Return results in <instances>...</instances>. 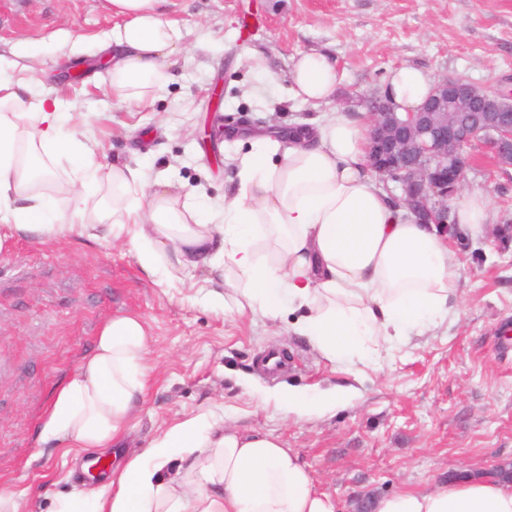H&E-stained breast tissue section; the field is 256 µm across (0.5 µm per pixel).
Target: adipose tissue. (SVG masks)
I'll return each instance as SVG.
<instances>
[{
    "mask_svg": "<svg viewBox=\"0 0 512 512\" xmlns=\"http://www.w3.org/2000/svg\"><path fill=\"white\" fill-rule=\"evenodd\" d=\"M122 24L98 45L116 105L147 101L168 80L165 64L185 48L184 33L157 9L160 0H107ZM288 95L320 107L339 83L325 54L302 52ZM432 80L419 68L392 69L384 94L398 112L419 107ZM62 101L29 81L0 78V250L20 236L78 234L124 241L143 269L165 278L216 273L215 302L271 321L288 319L328 360H370L369 343L394 345L459 312V266L450 236L417 223L366 166L367 113L337 110L300 135L252 137L237 164L238 189L223 206L181 194L164 176L105 165L67 130ZM71 165L63 195L38 191L61 161ZM111 192L98 222L91 197ZM458 235L484 231L488 200L461 191L451 200ZM149 330L136 315L105 321L90 355L57 392L39 440L73 449L109 448L133 427L151 373ZM54 512H337L297 452L276 436L238 427L205 409L126 456L103 488L59 496ZM375 512H512V484L472 476L380 498Z\"/></svg>",
    "mask_w": 512,
    "mask_h": 512,
    "instance_id": "obj_1",
    "label": "adipose tissue"
}]
</instances>
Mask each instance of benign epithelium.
Instances as JSON below:
<instances>
[{
	"label": "benign epithelium",
	"instance_id": "benign-epithelium-1",
	"mask_svg": "<svg viewBox=\"0 0 512 512\" xmlns=\"http://www.w3.org/2000/svg\"><path fill=\"white\" fill-rule=\"evenodd\" d=\"M502 95L468 80L443 78L413 112L375 106L367 166L400 184L401 201L418 220L450 226L448 198L464 186L466 148L474 138L483 137L499 167H512V108L499 107Z\"/></svg>",
	"mask_w": 512,
	"mask_h": 512
}]
</instances>
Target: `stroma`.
<instances>
[{
	"label": "stroma",
	"mask_w": 512,
	"mask_h": 512,
	"mask_svg": "<svg viewBox=\"0 0 512 512\" xmlns=\"http://www.w3.org/2000/svg\"><path fill=\"white\" fill-rule=\"evenodd\" d=\"M163 10L183 28L186 49L172 82L147 102L113 105L106 73L68 66L72 39L92 52L119 24L105 0H0V73L61 98L70 129L98 143L103 164L168 170L218 204L246 147L209 139L210 128L368 112L404 64L436 80L512 89V0H170ZM307 51L335 60L340 78L333 103L318 111L283 98L293 58ZM468 154L465 187L489 199L495 220L451 244L459 314L353 367L321 357L287 321L208 301V270L163 282L118 242L15 239L0 251V490H30L27 512H53L55 495L91 490L85 453L41 444L38 431L101 324L119 313L148 322L153 372L147 404L112 456L220 405L239 427L296 450L338 512L512 462V348L502 345L512 328V168L498 167L480 137ZM273 349L288 366L270 378L261 360ZM288 387L335 389L336 405L284 415L274 395Z\"/></svg>",
	"instance_id": "obj_1"
}]
</instances>
